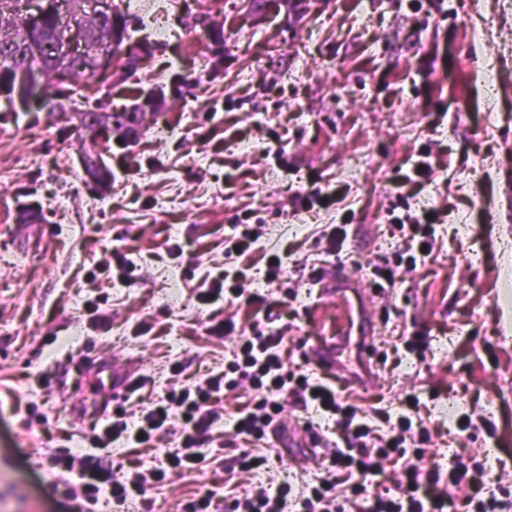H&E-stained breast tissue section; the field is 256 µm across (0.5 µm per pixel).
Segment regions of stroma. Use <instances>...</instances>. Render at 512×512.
I'll use <instances>...</instances> for the list:
<instances>
[{"mask_svg": "<svg viewBox=\"0 0 512 512\" xmlns=\"http://www.w3.org/2000/svg\"><path fill=\"white\" fill-rule=\"evenodd\" d=\"M167 2L157 19L165 36L144 64L117 74L111 93L74 89L81 110L123 108L128 87L180 109L172 138L157 141L148 122L136 142L111 138V180L86 173L91 135L76 121L0 100V512H59L43 491L54 474L41 450L56 428L84 431L94 407L69 349H82L94 367L112 361L115 377L146 375L159 388L173 365L194 373L223 362L228 339L206 332L222 306L199 304L192 289L204 273L223 271L224 236L243 212L288 225L256 244L253 281L262 282L266 257L280 256L283 285L298 293V335L317 343L336 306L317 303L301 263L363 271L395 251L388 219L399 201L390 182L424 145L436 173L410 213L438 211L435 250L408 275V296L371 303L385 350L410 326L427 334L429 348L348 391L363 408L385 395L396 414L398 398L415 391L435 432L425 462H496L486 490L512 494V303L503 296L512 286V252L503 249L512 242V0ZM219 13L222 59L190 35L197 16ZM129 152L139 166L124 176L119 163ZM351 157L361 164L349 173ZM317 175L350 186L346 210H295L293 194ZM63 196L73 207L54 214ZM162 197L175 205L158 206ZM344 220L346 254L323 257L312 233ZM116 251L136 270L124 278L112 268L108 298L97 301V262ZM146 253L152 264L141 263ZM168 269L180 273L178 311L161 297ZM449 400L472 415L470 428L438 415ZM307 422L327 430L320 416L287 408L291 447L256 481L319 476V463H304L293 445Z\"/></svg>", "mask_w": 512, "mask_h": 512, "instance_id": "1", "label": "stroma"}]
</instances>
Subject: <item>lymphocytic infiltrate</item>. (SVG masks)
Listing matches in <instances>:
<instances>
[{
	"mask_svg": "<svg viewBox=\"0 0 512 512\" xmlns=\"http://www.w3.org/2000/svg\"><path fill=\"white\" fill-rule=\"evenodd\" d=\"M425 223L395 220L391 234L401 245L393 256L372 265L371 275L381 293L402 285V272L416 271L436 244V212ZM201 303L223 302L225 308L255 309L266 296L251 288L244 274L214 279L198 289ZM222 326L233 338L230 357L222 368L189 377L178 386L156 391L153 380L139 377L125 387L117 405L102 402L81 439L82 452L64 448L47 459L57 480L46 486L64 512H98L99 503L121 512L128 500L152 501L163 494L172 475L204 469H224V450L234 447L238 474L266 466L264 448L281 433L287 401L314 408L328 416L336 431L335 449L323 476L301 490L288 483L275 488L239 487L228 483L200 487L175 503L176 512H512V499L484 495V468L477 462H455L449 471L438 464L422 466L432 432L420 414L418 395L409 392L406 411L391 416L384 407L361 408L330 383L292 366L291 324L273 327L253 319L249 331L239 330L232 316ZM235 394L231 427H223L224 398ZM167 439L163 456L145 462L144 452ZM123 443L121 461L109 465L114 443ZM394 470L393 491L383 490L379 477ZM468 485L465 500L439 493L442 483Z\"/></svg>",
	"mask_w": 512,
	"mask_h": 512,
	"instance_id": "lymphocytic-infiltrate-1",
	"label": "lymphocytic infiltrate"
}]
</instances>
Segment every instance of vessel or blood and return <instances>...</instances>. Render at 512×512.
Wrapping results in <instances>:
<instances>
[{"instance_id":"b4317fda","label":"vessel or blood","mask_w":512,"mask_h":512,"mask_svg":"<svg viewBox=\"0 0 512 512\" xmlns=\"http://www.w3.org/2000/svg\"><path fill=\"white\" fill-rule=\"evenodd\" d=\"M321 298L336 301V325L312 351L319 365L336 370L338 376L355 385H366L377 379V360L372 338L377 331V317L370 306L372 297L358 275L344 268H322L318 275ZM359 342V364L349 368L342 358L350 340Z\"/></svg>"}]
</instances>
